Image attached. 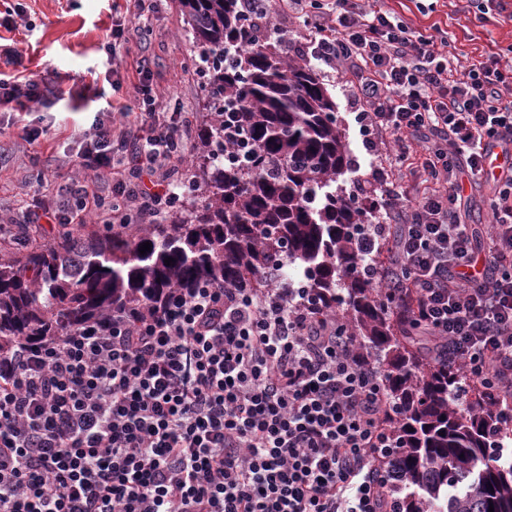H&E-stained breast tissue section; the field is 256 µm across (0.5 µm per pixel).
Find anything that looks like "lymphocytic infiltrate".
<instances>
[{
    "label": "lymphocytic infiltrate",
    "instance_id": "lymphocytic-infiltrate-1",
    "mask_svg": "<svg viewBox=\"0 0 512 512\" xmlns=\"http://www.w3.org/2000/svg\"><path fill=\"white\" fill-rule=\"evenodd\" d=\"M298 61L351 74L355 121L386 164L367 201L395 224L361 227L357 273L415 335L512 423V64L453 65L448 40L386 0H318ZM134 105L97 120L47 224L112 206L160 218L189 189L187 113L169 112L139 62ZM493 186L485 241L466 224L460 170ZM268 272L178 288L135 317L0 353V512H392L397 407L323 299Z\"/></svg>",
    "mask_w": 512,
    "mask_h": 512
}]
</instances>
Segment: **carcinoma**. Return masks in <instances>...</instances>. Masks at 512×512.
Returning <instances> with one entry per match:
<instances>
[{
    "mask_svg": "<svg viewBox=\"0 0 512 512\" xmlns=\"http://www.w3.org/2000/svg\"><path fill=\"white\" fill-rule=\"evenodd\" d=\"M179 2L186 31L207 48L200 59L212 62L218 101L194 156L199 205L174 224L0 253V353L116 309H148L175 288L247 283L281 261L344 319L399 407L396 512H512V460L492 454L487 434L494 410L478 393L450 401L459 370L419 353L375 284L354 272V227L368 218L349 193L326 190L350 164L327 89L279 40H256L239 0ZM226 138L239 147L227 161Z\"/></svg>",
    "mask_w": 512,
    "mask_h": 512,
    "instance_id": "obj_1",
    "label": "carcinoma"
}]
</instances>
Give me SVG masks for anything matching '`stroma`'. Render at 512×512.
I'll return each instance as SVG.
<instances>
[{"mask_svg":"<svg viewBox=\"0 0 512 512\" xmlns=\"http://www.w3.org/2000/svg\"><path fill=\"white\" fill-rule=\"evenodd\" d=\"M23 13H13L14 4ZM500 14L478 16L465 0H392L391 6L421 28L439 30L448 38L449 56L462 65L512 45V0H503ZM126 0H0V42L21 53L17 63L0 59V77H34L48 91L81 89L92 84L102 99L113 105L131 102V81L137 60H146L150 79L172 112L193 116L195 132L210 118L202 91L203 77L193 60L198 49L186 33L178 0H160L154 13L133 19ZM138 27L127 52L108 58L102 45L112 23ZM316 75L336 104L346 130L352 165L341 176L355 189L378 158L366 150L354 116L359 108L357 90L348 75L317 68ZM97 105L76 111L69 101L27 112L0 108V224H25L44 207L60 200L57 183L79 148V136L91 130Z\"/></svg>","mask_w":512,"mask_h":512,"instance_id":"1","label":"stroma"}]
</instances>
